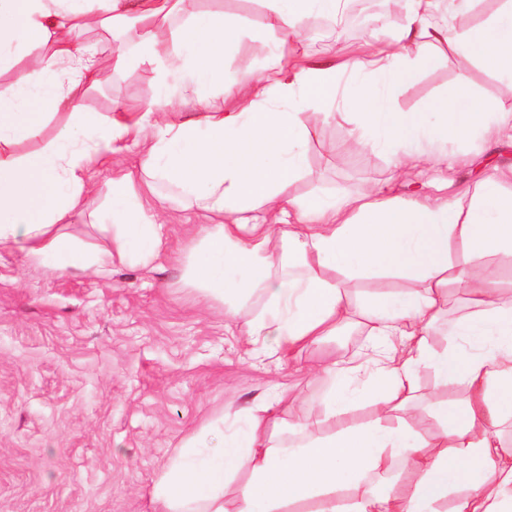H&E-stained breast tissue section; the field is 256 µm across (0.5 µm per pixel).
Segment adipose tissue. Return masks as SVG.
I'll return each instance as SVG.
<instances>
[{"label": "adipose tissue", "instance_id": "ef3b65f1", "mask_svg": "<svg viewBox=\"0 0 512 512\" xmlns=\"http://www.w3.org/2000/svg\"><path fill=\"white\" fill-rule=\"evenodd\" d=\"M181 2L0 0V64L27 59L0 97V250L60 271L106 274L117 261L145 266L162 245L163 215L184 202L216 218L182 249L185 287L221 303L228 320L253 293L265 299L248 345L298 353L357 317L378 341L358 363L333 359L306 372V381L322 380L326 389L287 406L296 442L267 435L265 403L240 410L243 426L223 434L218 448L206 446V432L189 437L155 481L163 512H512V446L501 436L512 423V300L473 264L477 255L512 254V169L495 170L452 203L428 194L379 200L290 191L307 173L312 116L334 118L314 112L319 100L340 106L352 122L344 149L387 154L398 173L446 164L449 142L475 134L512 142V113L464 82L417 112L394 104L401 87L450 53L512 83V0L460 32L450 22L473 0H402L392 39L342 62L284 50L306 36L310 18L336 17L346 0H263L277 50L262 70L232 81L224 60L242 48L244 26L198 10L174 36L160 38L159 21ZM107 21L158 74L156 98L130 121L80 109L99 70L78 38ZM173 82L198 107L181 122L167 118ZM34 99L67 111L69 123L21 158L15 145L42 130L27 110ZM132 134L139 167L113 175L112 203L95 214L105 244L66 232L65 218L94 192L90 171ZM374 277L406 287L353 304L350 281ZM452 287L477 308L448 330L468 340L466 355L433 344ZM425 369L438 385L463 390L431 401L426 416L435 429L427 436L404 416ZM360 373L368 385L357 395L348 382ZM362 395L374 408L366 425L351 415ZM317 408L328 431L313 437ZM230 488L231 511L224 506Z\"/></svg>", "mask_w": 512, "mask_h": 512}]
</instances>
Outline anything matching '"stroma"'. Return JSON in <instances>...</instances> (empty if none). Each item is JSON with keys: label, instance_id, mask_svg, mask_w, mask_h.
Instances as JSON below:
<instances>
[{"label": "stroma", "instance_id": "35a3bbf8", "mask_svg": "<svg viewBox=\"0 0 512 512\" xmlns=\"http://www.w3.org/2000/svg\"><path fill=\"white\" fill-rule=\"evenodd\" d=\"M200 8L239 19L248 31L227 57V76L257 69L275 47L262 0H200ZM399 13L380 9L368 28L337 33V58L390 35ZM106 83L88 90L84 109L104 116L133 109L159 90L153 65H117L115 41L100 28L86 32ZM512 109V91L478 66L449 56L399 91L395 105L416 111L461 81ZM351 125L312 120L308 173L293 193L310 196L431 193L454 200L472 192L493 169L512 167V145L480 139L458 147L441 168L416 167L392 178L390 157L337 145ZM140 147L128 138L106 169L95 173L93 206L105 207L112 174L136 168ZM207 218L179 209L165 218V245L153 264L115 263L111 273L57 272L29 263L20 251L0 252V512H159L152 488L181 444L202 426L232 428L242 406L285 394L301 400L303 369L357 356L372 338L351 325L316 347L278 364L272 353L247 354L250 322L261 295L239 306L232 328L223 305L181 281L179 250Z\"/></svg>", "mask_w": 512, "mask_h": 512}]
</instances>
